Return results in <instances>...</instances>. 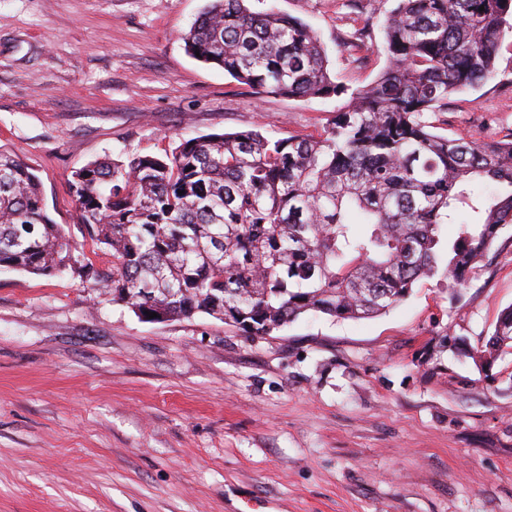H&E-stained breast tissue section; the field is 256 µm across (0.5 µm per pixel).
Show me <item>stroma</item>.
Segmentation results:
<instances>
[{"label":"stroma","instance_id":"obj_1","mask_svg":"<svg viewBox=\"0 0 512 512\" xmlns=\"http://www.w3.org/2000/svg\"><path fill=\"white\" fill-rule=\"evenodd\" d=\"M207 0H0V151L41 182L77 253L69 193L109 156L181 139L321 132L335 99L258 93L192 58ZM337 83L383 69L393 0H274ZM497 75L428 113L437 133L512 134ZM512 305V227L464 288L425 278L386 314L304 315L265 338L204 313L163 322L78 276L0 271V512H512V355L471 357Z\"/></svg>","mask_w":512,"mask_h":512}]
</instances>
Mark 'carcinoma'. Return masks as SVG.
<instances>
[{"instance_id": "1", "label": "carcinoma", "mask_w": 512, "mask_h": 512, "mask_svg": "<svg viewBox=\"0 0 512 512\" xmlns=\"http://www.w3.org/2000/svg\"><path fill=\"white\" fill-rule=\"evenodd\" d=\"M209 0L187 51L259 93L344 98L316 135L257 131L183 140L162 159L109 158L71 175L79 221L112 270L74 258L36 176L0 152V270L91 280L139 316L205 313L249 336L303 314L380 315L440 273L461 287L512 226V138H449L423 120L496 77L512 39V0H396L386 66L350 89L335 82L309 24L274 6ZM494 190L475 193L477 183ZM458 225L442 239V226ZM512 349V305L475 356Z\"/></svg>"}]
</instances>
